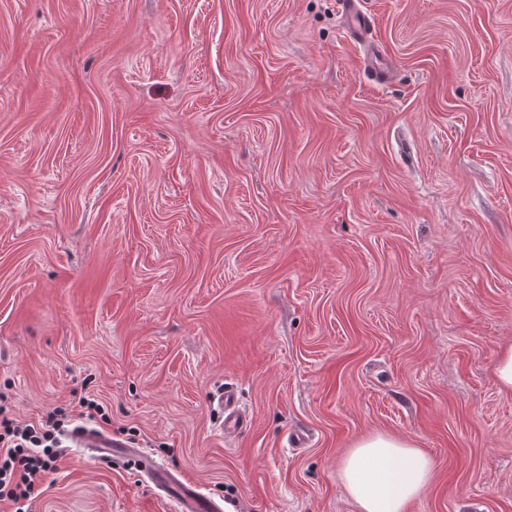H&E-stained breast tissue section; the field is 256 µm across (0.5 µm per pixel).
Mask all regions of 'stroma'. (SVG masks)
<instances>
[{"mask_svg":"<svg viewBox=\"0 0 512 512\" xmlns=\"http://www.w3.org/2000/svg\"><path fill=\"white\" fill-rule=\"evenodd\" d=\"M366 2L382 85L336 0H0V420L96 399L235 512H355L389 432L407 512H512V0ZM59 448L32 512H178ZM383 55L374 46L370 47V54L366 59L365 70L368 77L376 84H385L392 77V71L382 60ZM492 374L501 393L512 395V342L501 345ZM217 401V424L222 433L235 434L245 430L251 424L249 417L237 407L236 393L233 388L225 387L213 402ZM433 469L411 440L374 433L348 449L339 478L357 512H404L428 487Z\"/></svg>","mask_w":512,"mask_h":512,"instance_id":"1","label":"stroma"}]
</instances>
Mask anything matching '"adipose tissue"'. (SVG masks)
<instances>
[{
  "label": "adipose tissue",
  "instance_id": "1",
  "mask_svg": "<svg viewBox=\"0 0 512 512\" xmlns=\"http://www.w3.org/2000/svg\"><path fill=\"white\" fill-rule=\"evenodd\" d=\"M432 458L408 439L374 433L344 455L339 478L357 512H405L431 482Z\"/></svg>",
  "mask_w": 512,
  "mask_h": 512
}]
</instances>
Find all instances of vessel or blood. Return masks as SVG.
I'll list each match as a JSON object with an SVG mask.
<instances>
[{
  "mask_svg": "<svg viewBox=\"0 0 512 512\" xmlns=\"http://www.w3.org/2000/svg\"><path fill=\"white\" fill-rule=\"evenodd\" d=\"M336 5L343 22V40L370 45L366 73L374 83H386L391 79L392 72L384 62L380 50L371 45L375 29L373 14L364 10V0H336ZM216 401L217 424L222 433L235 434L250 426L249 417L237 407L234 389L224 388L217 394ZM70 439L77 447L89 449L94 459L115 456L132 460L156 486L177 500L179 512H223L222 507L212 498L197 491L194 483L178 479L170 471L157 466L150 457L141 455L127 443L112 438L109 434L79 427L71 432Z\"/></svg>",
  "mask_w": 512,
  "mask_h": 512,
  "instance_id": "b4317fda",
  "label": "vessel or blood"
}]
</instances>
